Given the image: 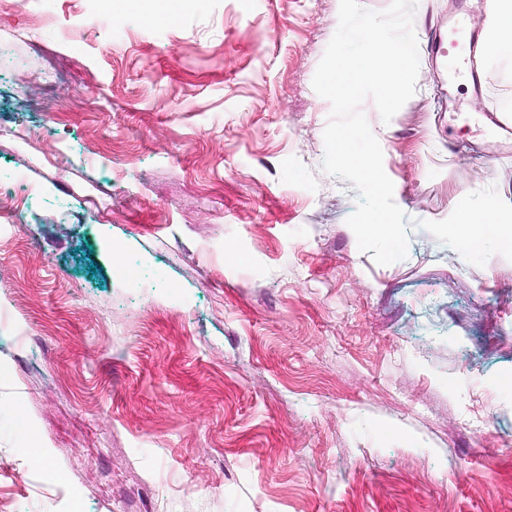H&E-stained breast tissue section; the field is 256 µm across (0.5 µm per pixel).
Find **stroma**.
Returning a JSON list of instances; mask_svg holds the SVG:
<instances>
[{
    "mask_svg": "<svg viewBox=\"0 0 512 512\" xmlns=\"http://www.w3.org/2000/svg\"><path fill=\"white\" fill-rule=\"evenodd\" d=\"M14 2L0 186L38 193L0 221V512H512V261L419 226L491 185L512 203V147L472 153L441 112L512 117V56L441 88L433 33L477 0H418L415 94L387 123L362 105L415 221L386 266L321 169L339 0H145L118 25L113 0Z\"/></svg>",
    "mask_w": 512,
    "mask_h": 512,
    "instance_id": "1",
    "label": "stroma"
}]
</instances>
